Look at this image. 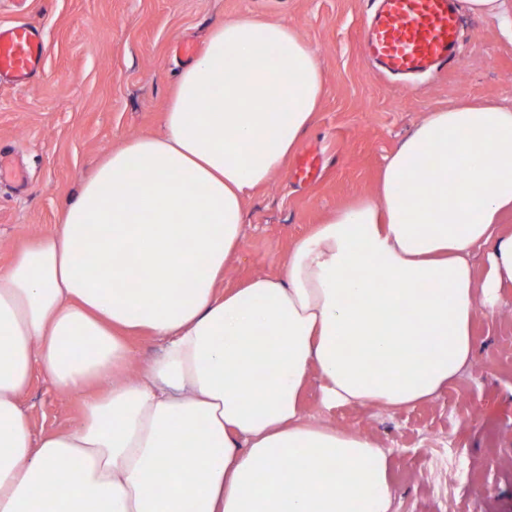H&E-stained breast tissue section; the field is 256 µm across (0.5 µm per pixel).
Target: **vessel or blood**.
I'll return each mask as SVG.
<instances>
[{"instance_id":"obj_1","label":"vessel or blood","mask_w":512,"mask_h":512,"mask_svg":"<svg viewBox=\"0 0 512 512\" xmlns=\"http://www.w3.org/2000/svg\"><path fill=\"white\" fill-rule=\"evenodd\" d=\"M362 53L381 74L411 75L458 64L459 16L452 0H377ZM40 28L27 22L0 26V78L29 83L44 63Z\"/></svg>"}]
</instances>
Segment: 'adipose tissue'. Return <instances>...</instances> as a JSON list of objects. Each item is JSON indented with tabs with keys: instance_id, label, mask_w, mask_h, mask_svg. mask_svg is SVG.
I'll return each mask as SVG.
<instances>
[{
	"instance_id": "ef3b65f1",
	"label": "adipose tissue",
	"mask_w": 512,
	"mask_h": 512,
	"mask_svg": "<svg viewBox=\"0 0 512 512\" xmlns=\"http://www.w3.org/2000/svg\"><path fill=\"white\" fill-rule=\"evenodd\" d=\"M323 94L287 23L216 25L164 133L113 150L0 272V512H391L385 450L305 393L413 408L470 362L479 304L512 287V108L430 113L282 275L220 288ZM139 337L162 344L140 370ZM37 371L83 395L76 429L33 431Z\"/></svg>"
}]
</instances>
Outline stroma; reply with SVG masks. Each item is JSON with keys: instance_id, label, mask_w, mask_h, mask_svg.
<instances>
[{"instance_id": "1", "label": "stroma", "mask_w": 512, "mask_h": 512, "mask_svg": "<svg viewBox=\"0 0 512 512\" xmlns=\"http://www.w3.org/2000/svg\"><path fill=\"white\" fill-rule=\"evenodd\" d=\"M460 61L404 88L361 50L374 0H28L24 16L0 0V24L37 25L47 45L40 77L0 83V270L54 232L63 206L100 160L124 141L164 131L184 66L172 51L206 46L237 18L284 21L314 50L325 94L301 150L323 155L319 178L275 175L244 207L246 235L224 271L232 287L284 269L290 245L334 210L372 194L387 158L431 112L460 100L512 107V41L498 23L457 0ZM475 351L456 379L414 409L324 412L317 386L309 415L372 434L388 454L391 512H512V288L473 327ZM38 431L74 427L82 399L35 374L22 399Z\"/></svg>"}]
</instances>
